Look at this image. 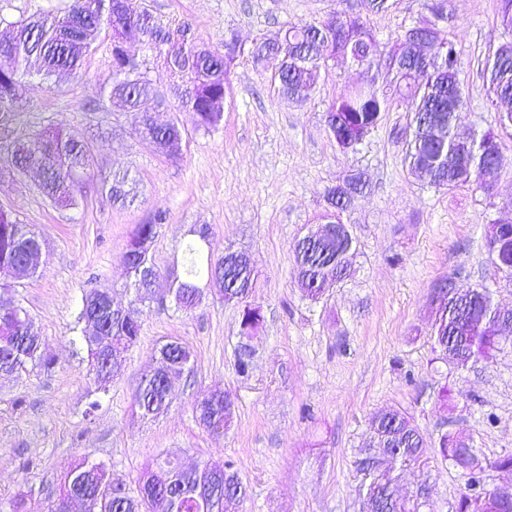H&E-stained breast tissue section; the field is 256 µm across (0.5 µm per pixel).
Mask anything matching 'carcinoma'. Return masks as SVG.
<instances>
[{
	"label": "carcinoma",
	"instance_id": "carcinoma-1",
	"mask_svg": "<svg viewBox=\"0 0 512 512\" xmlns=\"http://www.w3.org/2000/svg\"><path fill=\"white\" fill-rule=\"evenodd\" d=\"M431 18L421 27L405 28L396 37L391 54L398 79L392 92L370 94L362 88L348 87L328 106L326 123L336 144L347 149L368 136L378 125L381 113L386 111L396 95L406 96L412 102L413 131L406 141L404 163L410 175L436 188L454 189L470 160L475 165L470 172L468 186L486 189L487 181L498 174L506 164L503 152L482 156V145L487 140L500 142V134L489 129L468 144L454 138V127L463 118L464 93L459 73L461 58L456 47L445 43L436 62L425 66L410 52H397L416 34L423 39L439 36L437 24L449 22L447 0H431L425 4ZM125 21L117 0H67V3L30 17L12 22L17 34L12 42L0 49L5 63H0V136L12 138L11 162L18 169L36 167L41 170V191L61 207L78 205V196L84 176L91 166L90 147L71 136L62 126L49 129L28 127L13 134V117L27 111L24 97L25 79L32 70L45 78L60 71L81 68L85 58L95 48L100 35L111 33V72L101 83L100 92L107 101L121 102L136 119L147 112L156 87L148 74L135 69L119 46V27ZM186 33V29L164 26L149 16L141 23V37L149 52L166 61L171 90L183 108L192 112L194 124L206 132H214L224 118L220 101L229 85V74L235 62L249 54L255 62L271 66L272 79L280 95L289 97L300 85L314 92L324 68L320 55L328 50L346 59L370 63L376 59L380 44L360 14L337 12L327 22L302 23L286 29L288 52H279L267 42L254 44L243 50L235 36L224 37L222 48L211 49L186 39L175 42L171 36ZM483 78L489 90L488 100H512V54L496 56L488 53ZM440 118L447 137L434 140L427 136L421 122L430 123ZM453 153L457 168L448 172L435 171L429 177L421 174L420 165L439 155ZM128 174L116 172L108 193L112 202L121 206L127 202L125 185ZM367 183L362 175H350L342 183L328 188L326 200L336 210H348L356 197L363 193ZM166 214L157 212L145 224H138L132 233L124 254V262L133 275L130 288L133 300L125 308H92L82 305L78 321L97 316L102 335L110 336L129 351L139 341L142 306L152 298L151 283L160 276L151 251L157 226L164 223ZM193 239L186 245L184 270L171 283L175 304L192 308L200 303L191 288L213 273L224 279L220 289L224 301L243 305L240 332L243 341L238 348L237 368L244 373L249 367L255 349L252 340L258 334L263 316L261 309L249 302L258 288L259 273L247 264L245 252L227 248L224 256L212 260L204 253V240L211 236L202 225L190 230ZM485 247L489 255L497 256L499 266L512 270V222L486 225ZM42 243L40 236L28 224H23L9 211L0 209V265L11 267L20 279L36 275L37 268L27 265L28 249ZM356 250V240L345 224L335 226L328 234H304L293 248L294 273L297 287L303 297L317 301L325 293L323 282L331 277L340 283L352 276V262L346 253ZM434 318L430 338L439 359L457 368L487 362L504 349L505 342L496 334L495 317L498 305L493 291L487 287L470 292L445 303L433 306ZM82 339L94 372V392H107L109 384L122 367L109 358H96L99 344L85 334ZM157 356L166 360L164 373L146 374L134 396L135 408L142 418H155L165 413L171 403L170 392L174 381L191 371L192 351L176 340L157 350ZM54 360L41 350L39 327L20 305L0 306V373L17 374L29 369L48 370ZM235 401L228 392L217 397L205 396L195 406L196 418L210 433H226L233 422ZM376 448H385L387 458L372 462L375 448L357 450L359 470L364 478L359 486L361 512H425L430 499L421 500L418 494L401 498L397 494L400 471L406 467L423 468L432 458L451 463L465 478V490L455 505V512H512V501H503L487 495L489 469L512 470V454L488 461L465 437L447 430L437 444H432L412 419L398 409L377 413L370 424ZM247 497L243 483L232 461H207L191 469H184L180 461L165 455L155 460L153 469L138 482L137 491L124 488L115 493L106 465L83 459L76 463L60 480L55 499L61 503L75 500L83 504L85 512H167L165 501L174 503V512H241Z\"/></svg>",
	"mask_w": 512,
	"mask_h": 512
}]
</instances>
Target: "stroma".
Segmentation results:
<instances>
[{"instance_id":"35a3bbf8","label":"stroma","mask_w":512,"mask_h":512,"mask_svg":"<svg viewBox=\"0 0 512 512\" xmlns=\"http://www.w3.org/2000/svg\"><path fill=\"white\" fill-rule=\"evenodd\" d=\"M362 0H135L137 9L175 26L194 41L216 47L227 32L246 46L272 40L288 26L321 22L335 12L358 13ZM455 21L441 39L461 55L466 110L461 133L497 125L482 77L490 47L512 38L497 19L498 0H448ZM422 0H388L368 23L382 53L395 34L424 17ZM107 44L80 70L28 84V110L20 127L63 125L89 145L92 167L75 207L56 206L40 190L36 171L13 172L11 148L0 139V208L33 226L43 242L38 274L0 285L12 293L40 329L50 370L0 374V512L17 493L43 502L81 456L104 462L112 479L138 485L146 465L162 454L183 465L230 460L248 489L242 512H359L362 478L357 450L371 418L395 408L412 417L430 439L445 429L473 437L492 461L512 454V350L461 370L439 359L430 339L431 300L446 279L462 288L485 286L512 309V279L495 267L483 243L484 227L512 206V167L492 194L476 188L448 190L413 178L403 162L410 131V101H396L353 151L327 133L328 105L347 87L379 91L385 72L349 62L329 64L304 102L278 95L271 71L241 58L233 69L221 129L197 130L191 112L168 98L159 121L177 116L184 140L179 159L158 154L136 136L132 114L115 112L100 97L110 72ZM133 181L129 205H113L107 191L116 171ZM360 172L372 186L341 213L357 241L355 273L330 285L317 302L302 297L293 276V245L328 211L329 186ZM153 258L161 296L148 303L138 344L125 358L93 417L85 411L93 388L78 315L85 291L111 292L127 306L130 281L123 260L136 225L157 211ZM207 225L211 250L247 252L259 273L254 303L263 327L254 340L248 374L235 366L241 342L240 305L208 292L189 310L167 294L181 273L189 230ZM177 340L193 352V368L171 391L167 412L153 420L134 415L132 396L153 366L156 350ZM448 386L456 409L444 418L436 406ZM215 390L235 400L230 431L215 435L196 420L198 400ZM496 424H488V416ZM434 484L433 512H454L464 480L451 466L410 469L402 494L422 480Z\"/></svg>"}]
</instances>
